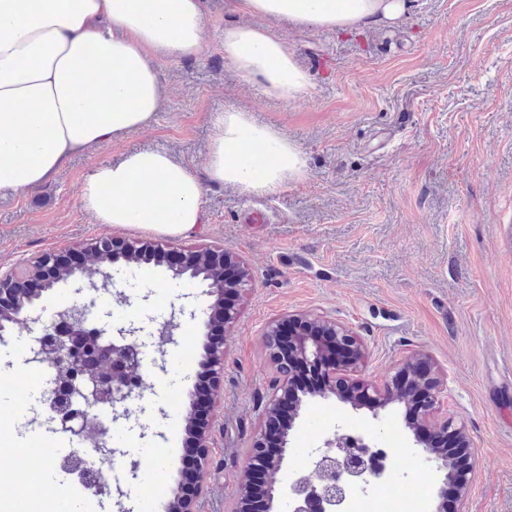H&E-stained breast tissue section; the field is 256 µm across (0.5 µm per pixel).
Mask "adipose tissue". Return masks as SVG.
Wrapping results in <instances>:
<instances>
[{
	"mask_svg": "<svg viewBox=\"0 0 512 512\" xmlns=\"http://www.w3.org/2000/svg\"><path fill=\"white\" fill-rule=\"evenodd\" d=\"M240 8L346 31L396 19L406 0H240ZM204 47V0H0V189L39 188L72 155L150 125L163 99L156 59ZM224 57L241 83L268 96L292 101L309 89L287 45L263 28L225 27ZM305 175L295 144L229 107L202 171L162 151H133L94 170L83 204L99 223L180 237L204 223L206 185L264 195Z\"/></svg>",
	"mask_w": 512,
	"mask_h": 512,
	"instance_id": "ef3b65f1",
	"label": "adipose tissue"
}]
</instances>
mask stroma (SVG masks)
I'll return each instance as SVG.
<instances>
[{
  "instance_id": "35a3bbf8",
  "label": "stroma",
  "mask_w": 512,
  "mask_h": 512,
  "mask_svg": "<svg viewBox=\"0 0 512 512\" xmlns=\"http://www.w3.org/2000/svg\"><path fill=\"white\" fill-rule=\"evenodd\" d=\"M238 0H205L206 46L195 57L160 64L163 103L151 126L72 156L40 188L0 195V273L42 253L117 236L151 239L140 227L97 223L84 209L86 177L141 149L167 152L202 168L215 120L230 106L277 126L302 151L307 175L278 191L245 197L207 187L206 222L167 245L223 249L247 266L250 284L228 332L216 427L196 512H235L236 467L263 426L270 366L264 333L286 314L327 317L351 328L364 347L348 376L380 387L409 355L427 354L444 382L432 419L462 425L478 459L467 512H512V0H407L396 21L349 31L264 27L287 43L309 77L301 98L283 102L239 83L224 57V29L250 23ZM103 310L151 329L198 287L163 270L112 271ZM151 293L152 308L120 306ZM185 351H170L161 389L133 401L147 437L129 486L133 512L145 496L172 498L179 459L164 458L185 437L188 394L202 372L203 324L183 322ZM19 408L0 406V446L12 475L27 474L33 505L55 497L69 512H110L109 496L89 497L56 463L33 472L17 463ZM361 424L376 438L399 435V465L424 485L429 506L439 475L411 452L403 407L380 418L336 400L306 401L290 435L325 442L337 425Z\"/></svg>"
}]
</instances>
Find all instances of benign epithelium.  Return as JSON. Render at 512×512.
I'll return each instance as SVG.
<instances>
[{
    "mask_svg": "<svg viewBox=\"0 0 512 512\" xmlns=\"http://www.w3.org/2000/svg\"><path fill=\"white\" fill-rule=\"evenodd\" d=\"M90 249L104 256L110 266L120 263L152 264L164 268L173 279L195 280L202 286L201 295L208 298L201 310L193 303L180 304L171 310L167 319L155 323L154 328V332L167 337L172 346L180 343L178 332L182 321L201 317L206 328L203 351L208 365V413L203 418L199 417L198 394L194 393L187 415V438L195 448L193 483L188 490L178 486L174 497L162 505L163 512H195L204 466L210 458L209 448L215 427L214 391L224 373L228 327L239 313V301H227L228 281L231 278L236 281L234 291L236 296H241L243 288L248 285L247 270L235 255L222 249L197 251L164 247L150 240L112 237L102 238L86 247L46 252L20 273L1 274L0 336L7 335L16 325L41 326L37 341L50 350L57 382L66 387L92 386L89 393L65 403L60 402L53 391L44 394L55 428L76 437L84 436L91 425L97 427L101 436L109 433L113 418L95 421L91 416L92 407L102 395H108L112 410L119 411L126 408L129 402L142 398L149 390V385L142 379L132 387L129 379L121 375L107 379L98 377L92 373L89 363L72 356L64 345L53 344L56 327L42 319L40 301L57 285L68 283L72 294L83 293L86 285L80 283L78 274L82 272L84 256ZM61 315L63 322L81 332L87 349L96 350L114 361L127 357L130 353L127 343L144 331V328L133 324L114 328L108 320L87 328L83 311L76 306L61 311ZM265 348L275 375L270 379V397L264 408V424H269L278 416L289 396H294V402L288 423L280 431L279 451L276 454L263 455L264 428L250 445L241 466L242 484L236 512H249L246 503L257 475L265 484L266 512H274L275 502L283 496L293 504L292 512H306L304 503L319 492L334 504L343 499L352 478L364 471V457L369 452L366 445H351L350 453L342 459L322 456L315 462L312 475L300 477L284 488L276 487L275 479L291 456L289 435L301 417L304 399L326 400L332 396L356 410H368L375 418L380 416L381 410L395 403L403 405L407 411H414L413 419L409 420L413 451L424 455L427 461L435 464L436 471L442 473L436 512H448L450 486L454 490V512H464L468 478L456 472L455 465L448 459L447 449L438 444V440L457 435L459 430L446 420L429 427L419 423V419L437 403L443 392L428 356L418 354L411 357L390 376L383 390L376 391L360 383L348 385L336 380L338 372L360 365L363 349L351 329L332 319L284 315L267 327ZM314 366L322 368L323 384L316 389L292 394L295 371ZM68 466L80 480H86V455L74 450L68 458Z\"/></svg>",
    "mask_w": 512,
    "mask_h": 512,
    "instance_id": "obj_1",
    "label": "benign epithelium"
}]
</instances>
